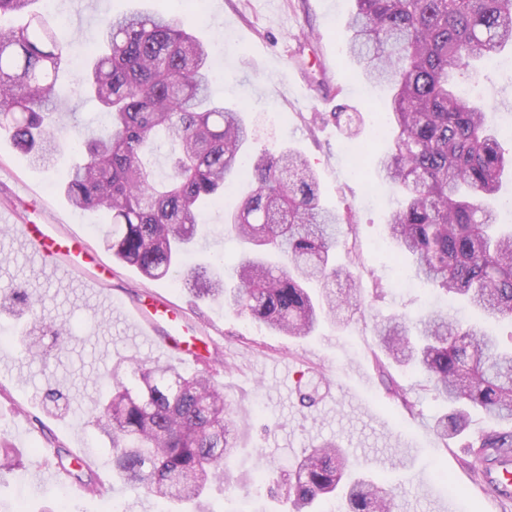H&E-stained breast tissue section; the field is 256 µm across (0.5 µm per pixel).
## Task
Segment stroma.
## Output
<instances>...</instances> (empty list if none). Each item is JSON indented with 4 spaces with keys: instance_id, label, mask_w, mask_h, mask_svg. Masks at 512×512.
I'll return each instance as SVG.
<instances>
[{
    "instance_id": "35a3bbf8",
    "label": "stroma",
    "mask_w": 512,
    "mask_h": 512,
    "mask_svg": "<svg viewBox=\"0 0 512 512\" xmlns=\"http://www.w3.org/2000/svg\"><path fill=\"white\" fill-rule=\"evenodd\" d=\"M61 0L54 21L71 37L61 80L76 85L108 15L162 8L186 18L209 53L213 96L242 111L253 130L250 154L292 147L316 172L321 201L348 218L353 229L336 249V262L352 265L361 276L367 303L345 325L322 320L306 337L272 332L218 300H199L172 280H150L136 268L115 263L98 293L83 288L82 275L56 278L50 267L24 254L14 233L0 235V287L20 283L40 297L39 321L0 311V431L23 453L28 469L0 475V512H106L120 501L125 512H161L160 502L131 496L112 478L110 443L83 417L112 389V369L120 361H166L160 344L145 346L130 336L121 310L140 304L157 290L186 311L199 359L183 365L186 373L208 370L241 421L239 451L231 463L233 485H217L210 512H287L277 490L281 466L296 462L305 448L333 441L346 448L351 472L384 479L394 492V512H512V499L486 489L485 469H472L465 442L440 441L432 430L442 404L422 373L391 367L394 380L408 392L415 410L386 393L376 365L375 327L385 317L416 321L437 305L428 287L408 278L404 261L386 231L396 199L379 184L374 171L356 179L346 152L386 151L387 143L370 132L386 112L388 93L369 83L346 51V20L352 0ZM460 87L497 104L493 119L512 127V68L486 67L457 76ZM361 113L363 131L354 139L328 121L327 113ZM323 120H316V113ZM102 119L94 102L75 95L71 110L54 117L58 144L53 166L30 165L7 134L0 131V211L33 219L35 211L59 225L62 233L83 235L104 259L102 243L112 226L98 211L74 208L60 187L73 163L72 146ZM251 186L232 177L224 203L211 207L202 222L207 235L191 262L224 259L232 275L243 246L224 218ZM65 325L70 336L57 348L53 330ZM33 326L40 356L30 357L19 334ZM315 398L300 404L301 394ZM84 454L96 491H79L77 482L58 471L56 457L43 449Z\"/></svg>"
}]
</instances>
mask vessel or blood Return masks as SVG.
<instances>
[{"instance_id":"vessel-or-blood-1","label":"vessel or blood","mask_w":512,"mask_h":512,"mask_svg":"<svg viewBox=\"0 0 512 512\" xmlns=\"http://www.w3.org/2000/svg\"><path fill=\"white\" fill-rule=\"evenodd\" d=\"M17 233L29 254L54 264L56 270L64 273L86 274L91 286H100L113 273L111 264L89 250L82 237L62 234L57 225L25 220L18 224ZM132 313L146 342L162 339L168 354L183 360L193 359L192 348L175 325L181 312L172 301L153 292L147 302L134 307Z\"/></svg>"}]
</instances>
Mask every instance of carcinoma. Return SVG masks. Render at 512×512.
Segmentation results:
<instances>
[{"label":"carcinoma","mask_w":512,"mask_h":512,"mask_svg":"<svg viewBox=\"0 0 512 512\" xmlns=\"http://www.w3.org/2000/svg\"><path fill=\"white\" fill-rule=\"evenodd\" d=\"M35 0H0V130L31 164L48 168L56 143L48 127L71 90L57 83L66 39ZM347 52L368 81L392 91L375 136L393 141L377 155V177L402 197L386 230L411 260L410 273L449 297L463 296L485 320L512 321V228L491 205L512 151L487 108L457 94L450 77L512 46V0H354ZM204 44L175 14L136 11L102 20L80 87L108 119L77 144L82 162L61 187L71 204L109 216V249L151 279L170 277L195 298L230 307L289 336H308L322 316L344 321L362 305L353 271L333 263L343 216L321 203L319 181L290 147L243 156L250 132L241 111L211 98ZM331 117L355 136L356 112ZM168 172L155 170L154 155ZM254 184L227 224L250 253L229 286L216 268L188 265L199 211L224 200L229 175ZM344 280L345 291L336 293ZM3 302L29 309L40 299L19 285ZM380 352L424 372L447 410L434 423L442 440L462 436L472 414L492 427L468 445L474 461H512V348L475 325L431 310L415 325L403 315L378 328ZM130 384L91 410L112 443V476L133 495L174 506L203 503L212 481L233 483L237 424L205 371L128 363ZM23 466L0 443V473ZM348 456L326 441L304 453L278 482L292 512L339 496L343 512H392L391 490L374 478L344 481Z\"/></svg>","instance_id":"cac0c4a2"}]
</instances>
